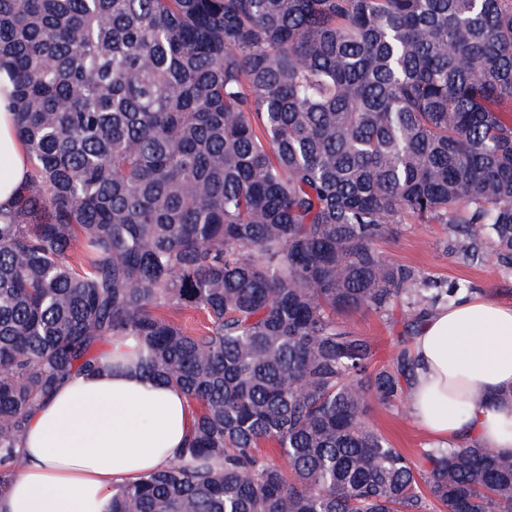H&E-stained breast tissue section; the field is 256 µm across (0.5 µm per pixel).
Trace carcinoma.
Masks as SVG:
<instances>
[{"label": "carcinoma", "instance_id": "cac0c4a2", "mask_svg": "<svg viewBox=\"0 0 512 512\" xmlns=\"http://www.w3.org/2000/svg\"><path fill=\"white\" fill-rule=\"evenodd\" d=\"M4 64L32 175L0 212V497L39 402L131 335L197 418L112 512H512V455L418 463L368 421L468 289L387 259L394 225L512 272V0H0ZM359 310L400 312L389 364Z\"/></svg>", "mask_w": 512, "mask_h": 512}]
</instances>
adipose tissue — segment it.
Returning <instances> with one entry per match:
<instances>
[{
  "mask_svg": "<svg viewBox=\"0 0 512 512\" xmlns=\"http://www.w3.org/2000/svg\"><path fill=\"white\" fill-rule=\"evenodd\" d=\"M0 68V206L31 172ZM407 405L431 436L512 452V306L460 294L438 306L412 343ZM136 337L114 338L96 374L75 375L33 411L26 463L0 512H110L112 489L177 460L196 416L182 391L144 373Z\"/></svg>",
  "mask_w": 512,
  "mask_h": 512,
  "instance_id": "obj_1",
  "label": "adipose tissue"
}]
</instances>
